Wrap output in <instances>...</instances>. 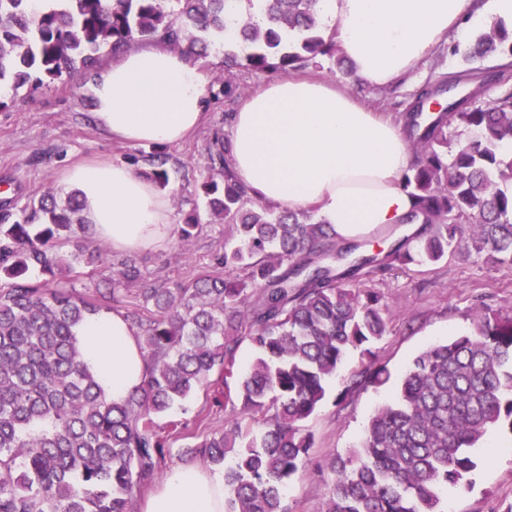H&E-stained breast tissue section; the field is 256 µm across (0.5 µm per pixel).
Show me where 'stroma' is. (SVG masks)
Wrapping results in <instances>:
<instances>
[{
  "label": "stroma",
  "instance_id": "stroma-1",
  "mask_svg": "<svg viewBox=\"0 0 512 512\" xmlns=\"http://www.w3.org/2000/svg\"><path fill=\"white\" fill-rule=\"evenodd\" d=\"M479 28L452 38L449 44L430 52L410 76L396 84L373 86L346 74L331 61L306 67V74L335 83L361 104L375 97L384 98L380 112L391 116L398 103L409 101L426 82L450 76L468 66L496 67L497 54L466 61L461 51L473 43ZM204 75L205 117L201 126L176 146L130 145L113 140L92 118L89 77L57 80L0 107V185L9 188V199L26 202L46 190L58 189L61 173L71 165L92 158L131 165L141 173L151 169L150 158L167 156L170 183L166 192L171 200L172 220L182 224L193 209L204 205L198 191L214 171L212 157L217 141L226 128L224 115L237 111L252 92L273 81L270 73H248L239 69L229 73L228 82L217 81L224 71V49L214 47L209 57L200 60ZM231 239V228L203 213L189 242L173 238L148 252L106 249L96 266L79 267L63 274L61 285L90 294L112 279L121 262L132 261L143 276L160 288L188 287L198 277L217 269L216 259ZM384 295L392 317L389 330L376 348V358L391 375H399L410 360L429 344L452 339L471 326L479 304L495 310L512 308V265L491 264L477 259L445 260L434 266H412L375 281ZM343 381L330 385L326 399L310 418L308 428L314 437L301 472L284 492L288 512H325L334 479L332 462L346 456L357 443L363 426L375 407L393 396V389L345 393ZM185 415L187 434L173 437L163 467L184 464L180 450L191 437L222 432L237 417V398L222 406L207 407L205 391H197ZM207 418L196 423L199 410ZM444 512H507L512 507V435L499 428L489 430L478 452V469L473 484L465 492L449 491Z\"/></svg>",
  "mask_w": 512,
  "mask_h": 512
}]
</instances>
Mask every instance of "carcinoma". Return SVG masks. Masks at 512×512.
Instances as JSON below:
<instances>
[{"instance_id":"cac0c4a2","label":"carcinoma","mask_w":512,"mask_h":512,"mask_svg":"<svg viewBox=\"0 0 512 512\" xmlns=\"http://www.w3.org/2000/svg\"><path fill=\"white\" fill-rule=\"evenodd\" d=\"M237 10L224 40L227 0H0V90L12 95L45 81L98 68L102 53L160 43L193 60L224 43V71L291 75L336 56V30L324 34L320 0H253ZM512 56V34L490 28L470 55ZM506 66L466 70L425 85L395 120L404 121L412 156L400 187L412 199L404 223L412 235L378 254L337 237L314 218L253 199L230 164L202 183L212 214L232 225L224 273L189 288H158L133 263L92 295L59 286L58 275L94 264L75 245L89 229L82 205L48 191L0 214V512H134L141 493L163 477L169 440L186 423L169 413L199 389L221 404L238 383L240 419L184 448L224 468V512H284L282 492L313 446L305 422L327 386L345 391L389 384L374 366L373 345L388 331L391 309L364 283L409 264L482 255L512 265V89L480 102ZM139 284L157 315L142 323L148 377L122 402L107 398L80 353L75 328L110 312L119 286ZM249 342L255 356L240 366ZM491 428L512 433V312L477 313L471 328L429 345L400 377L396 396L379 404L355 449L339 458L325 512H443L448 489L471 484L472 449Z\"/></svg>"}]
</instances>
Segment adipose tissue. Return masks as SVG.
Listing matches in <instances>:
<instances>
[{
  "mask_svg": "<svg viewBox=\"0 0 512 512\" xmlns=\"http://www.w3.org/2000/svg\"><path fill=\"white\" fill-rule=\"evenodd\" d=\"M355 75L385 84L409 73L450 34L477 24L512 33V0H320ZM93 119L133 144L181 143L202 121L203 75L181 54H125L89 85ZM231 162L261 201L316 209L338 236L357 240L402 223L412 200L399 179L410 154L402 125L371 112L331 84L307 77L270 82L234 112ZM95 235L131 252L170 241V199L124 163L88 160L67 168ZM76 336L107 397L125 400L147 373L134 328L118 313L83 321ZM141 512H224V477L185 464L168 471Z\"/></svg>",
  "mask_w": 512,
  "mask_h": 512,
  "instance_id": "ef3b65f1",
  "label": "adipose tissue"
}]
</instances>
